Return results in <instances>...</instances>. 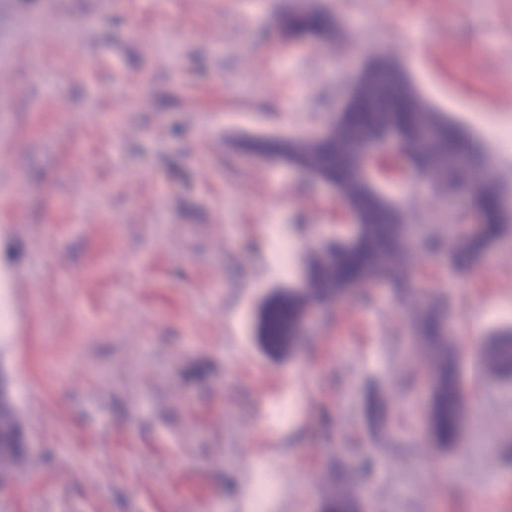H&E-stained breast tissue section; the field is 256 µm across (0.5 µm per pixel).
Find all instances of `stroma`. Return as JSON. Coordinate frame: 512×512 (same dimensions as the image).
<instances>
[{"label":"stroma","mask_w":512,"mask_h":512,"mask_svg":"<svg viewBox=\"0 0 512 512\" xmlns=\"http://www.w3.org/2000/svg\"><path fill=\"white\" fill-rule=\"evenodd\" d=\"M308 2L331 40L280 33L297 0H0V376L31 438L0 512H323L340 491L364 512H512V381L472 349L512 329V227L469 272L421 255L409 299L308 309L274 349L265 304L304 292L351 219L336 190L238 147L326 126L368 53L469 131L512 126V0ZM390 191L443 238L474 205ZM442 296L474 395L452 449L425 443L412 337ZM262 473L279 492L259 505ZM268 237L272 258L281 275L286 276L292 270L291 258L294 251L292 242L281 235L278 224L268 225Z\"/></svg>","instance_id":"stroma-1"}]
</instances>
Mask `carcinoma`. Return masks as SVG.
Returning <instances> with one entry per match:
<instances>
[{"label": "carcinoma", "instance_id": "1", "mask_svg": "<svg viewBox=\"0 0 512 512\" xmlns=\"http://www.w3.org/2000/svg\"><path fill=\"white\" fill-rule=\"evenodd\" d=\"M281 31L317 41L336 35L337 23L322 9L288 12L280 20ZM415 145L417 160L433 180L446 186L461 179L477 182L481 228L471 231L456 225L448 241L432 239L419 228L406 232L407 223L398 207L370 190L359 177L363 155L360 142L375 136L387 115ZM241 149L259 157H275L333 180L347 211L355 221L354 233L338 239L315 256L308 267V291L290 293L268 301L263 309L261 335L272 347L293 345L304 312L341 299L369 300L367 287L380 286L403 294L411 287L417 258L428 253L458 271L485 258L504 232V212L494 182L481 169V150L474 136L451 124L420 97L400 67L386 57L374 67L360 89L353 111L336 122L324 139L273 140L244 138ZM447 302L422 311L416 319L414 339L425 348L430 365L428 398L424 410L431 443L453 448L460 439V422L466 405L459 375V353L450 343ZM486 370L498 377L512 375V333L495 337L484 357ZM354 495L339 494L325 505V512H358Z\"/></svg>", "mask_w": 512, "mask_h": 512}]
</instances>
